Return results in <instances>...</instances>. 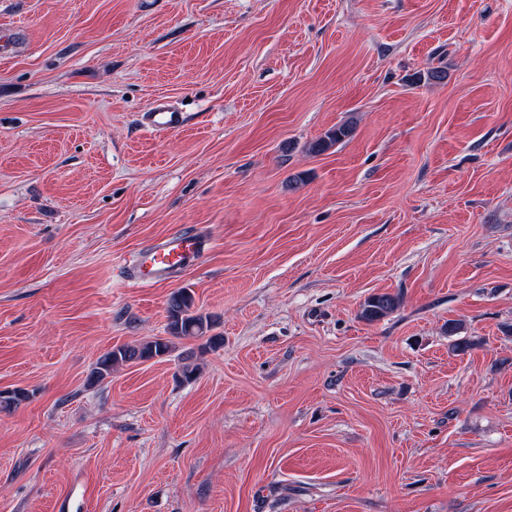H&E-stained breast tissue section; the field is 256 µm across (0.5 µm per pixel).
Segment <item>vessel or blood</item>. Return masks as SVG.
<instances>
[{
	"label": "vessel or blood",
	"instance_id": "vessel-or-blood-1",
	"mask_svg": "<svg viewBox=\"0 0 512 512\" xmlns=\"http://www.w3.org/2000/svg\"><path fill=\"white\" fill-rule=\"evenodd\" d=\"M148 127L159 132L179 128L184 115L164 99H155L144 114ZM199 237L191 233H176L138 254L134 260L139 282L163 277L183 269L190 261L198 259L202 248Z\"/></svg>",
	"mask_w": 512,
	"mask_h": 512
}]
</instances>
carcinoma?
Instances as JSON below:
<instances>
[{
	"label": "carcinoma",
	"mask_w": 512,
	"mask_h": 512,
	"mask_svg": "<svg viewBox=\"0 0 512 512\" xmlns=\"http://www.w3.org/2000/svg\"><path fill=\"white\" fill-rule=\"evenodd\" d=\"M353 133V126L347 123L328 130L323 137L311 145V151L322 153L348 139ZM399 300L389 293L374 294L362 305L361 318L374 322L391 314L398 306ZM168 333L167 337H154L139 344H123L113 347L96 361L89 380L92 384L101 383L112 376V371L120 366L143 363L153 359H163L172 353L175 339H203V348L216 349L224 345V337L207 335L212 330L211 317L194 309L193 295L187 288H182L168 299ZM30 398V393L22 388L0 390V412L17 409Z\"/></svg>",
	"instance_id": "carcinoma-1"
}]
</instances>
